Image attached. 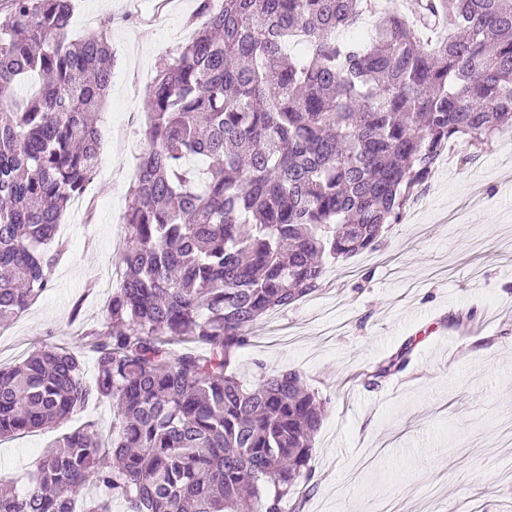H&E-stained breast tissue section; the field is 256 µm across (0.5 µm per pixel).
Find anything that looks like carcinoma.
<instances>
[{
    "label": "carcinoma",
    "instance_id": "cac0c4a2",
    "mask_svg": "<svg viewBox=\"0 0 512 512\" xmlns=\"http://www.w3.org/2000/svg\"><path fill=\"white\" fill-rule=\"evenodd\" d=\"M73 10L7 0L0 21V326L49 288L69 250L57 225L99 164L112 19L74 37ZM187 23L146 90L122 272L83 335L95 379L52 346L0 367V439L107 402L110 442L92 423L64 434L21 488L0 483V512H283L314 488L324 403L292 370L244 387L232 353L329 260L377 249L449 141L481 149L512 130V0H417L408 16L373 0H196ZM31 77L37 92L16 97Z\"/></svg>",
    "mask_w": 512,
    "mask_h": 512
}]
</instances>
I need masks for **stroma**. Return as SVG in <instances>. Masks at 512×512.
Listing matches in <instances>:
<instances>
[{
  "instance_id": "1",
  "label": "stroma",
  "mask_w": 512,
  "mask_h": 512,
  "mask_svg": "<svg viewBox=\"0 0 512 512\" xmlns=\"http://www.w3.org/2000/svg\"><path fill=\"white\" fill-rule=\"evenodd\" d=\"M195 0H78L73 35L112 19V86L99 181L84 195L96 218L67 211L71 249L52 284L0 329V367L32 351L94 357L82 334L100 327L118 277L115 240L137 154L145 146V74L191 35ZM436 169L427 192L386 225L380 249L330 264L320 287L259 320L232 368L247 386L261 373L297 371L325 402L309 462L316 487L285 512H512V162L497 145L476 161ZM400 372L367 375L402 347ZM112 411L93 403L61 424L0 439V483L24 482L64 433Z\"/></svg>"
}]
</instances>
